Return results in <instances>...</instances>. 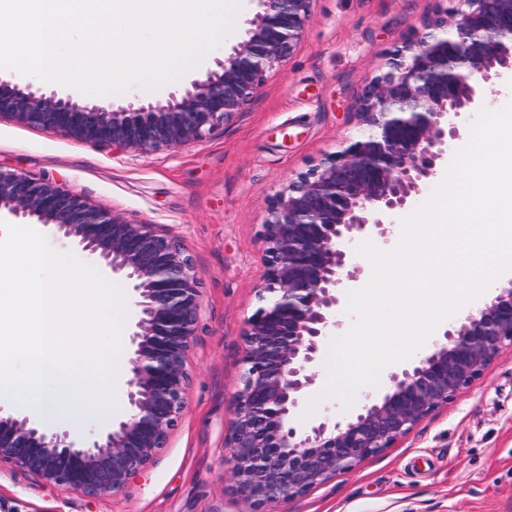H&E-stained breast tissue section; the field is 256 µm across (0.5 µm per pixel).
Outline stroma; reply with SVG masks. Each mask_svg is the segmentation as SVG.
Here are the masks:
<instances>
[{"mask_svg":"<svg viewBox=\"0 0 512 512\" xmlns=\"http://www.w3.org/2000/svg\"><path fill=\"white\" fill-rule=\"evenodd\" d=\"M440 0H314L283 68L223 133L176 150L112 153L59 133L0 122V167L52 177L134 221L162 224L201 273L187 404L168 445L121 491L65 493L0 465V512H240L229 488L242 330L264 276L259 237L271 198L357 132L366 85ZM256 11L241 0L233 30L181 79L148 91L81 95L82 103L163 102L214 69ZM275 512H512V348L392 448Z\"/></svg>","mask_w":512,"mask_h":512,"instance_id":"stroma-1","label":"stroma"}]
</instances>
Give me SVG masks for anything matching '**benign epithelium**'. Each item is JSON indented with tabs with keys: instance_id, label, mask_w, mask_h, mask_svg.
Returning a JSON list of instances; mask_svg holds the SVG:
<instances>
[{
	"instance_id": "1",
	"label": "benign epithelium",
	"mask_w": 512,
	"mask_h": 512,
	"mask_svg": "<svg viewBox=\"0 0 512 512\" xmlns=\"http://www.w3.org/2000/svg\"><path fill=\"white\" fill-rule=\"evenodd\" d=\"M258 10L216 69L166 103L83 105L0 79V120L54 131L118 152L148 154L223 129L288 63L313 0H255ZM388 58L365 88L358 133L298 175L267 206L260 236L259 306L242 332L240 386L226 437L231 488L241 512H268L353 470L409 433L512 347V278L448 325L410 363L386 373L344 422L336 411L300 424L328 337L363 268L364 238L392 241L395 215L443 169L457 120L479 111L478 82L512 83V0H455ZM74 242L110 280L131 291V354L123 377L126 415L75 436L32 411L0 402V463L39 475L65 492L100 498L121 490L166 447L186 407L185 358L196 334L201 276L179 239L133 222L50 178L0 168V212Z\"/></svg>"
}]
</instances>
